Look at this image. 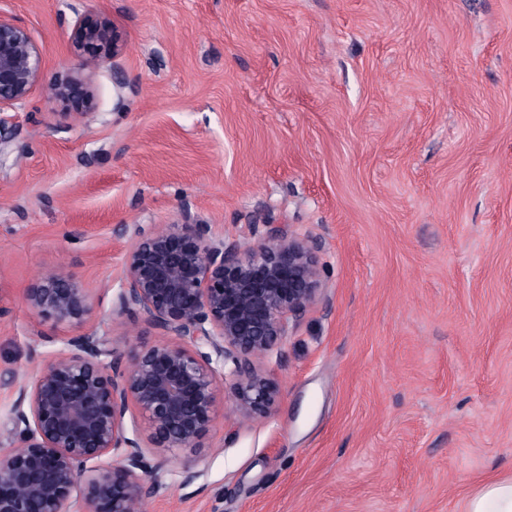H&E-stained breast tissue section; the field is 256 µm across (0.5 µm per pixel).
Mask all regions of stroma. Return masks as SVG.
I'll return each instance as SVG.
<instances>
[{"label": "stroma", "mask_w": 512, "mask_h": 512, "mask_svg": "<svg viewBox=\"0 0 512 512\" xmlns=\"http://www.w3.org/2000/svg\"><path fill=\"white\" fill-rule=\"evenodd\" d=\"M47 75L104 18L123 51L63 129L34 87L0 113V445L5 380L82 331L159 342L112 312L135 224L189 209L212 234L287 230L324 291L257 367L280 389L246 419L233 382L199 448L169 454L143 512H461L512 475V0H0ZM83 326L23 299L50 269ZM199 478L182 482L184 466Z\"/></svg>", "instance_id": "35a3bbf8"}]
</instances>
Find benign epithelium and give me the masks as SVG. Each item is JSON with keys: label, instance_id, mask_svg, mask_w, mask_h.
<instances>
[{"label": "benign epithelium", "instance_id": "7a95c632", "mask_svg": "<svg viewBox=\"0 0 512 512\" xmlns=\"http://www.w3.org/2000/svg\"><path fill=\"white\" fill-rule=\"evenodd\" d=\"M71 39L77 71L54 80L29 30L0 14V111L22 105L40 84L48 101L71 103L58 113L61 123H85L87 79L123 44L99 19H80ZM132 237L112 310L141 318L162 340L126 357L108 337L83 332L36 372L13 379L21 444L0 448V512H142L164 454L202 447L226 378L246 418L269 413L279 399L254 361L286 340L319 299L313 248L280 229L249 246L227 244L187 210L172 224H137ZM24 300L60 322L80 324L93 312L86 289L63 267L43 274ZM132 407L144 435L126 428Z\"/></svg>", "mask_w": 512, "mask_h": 512}]
</instances>
